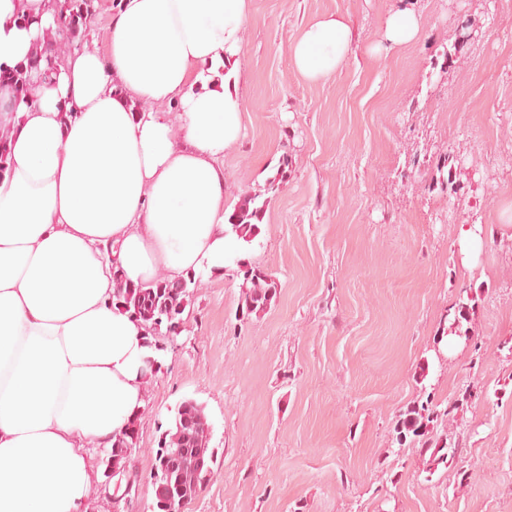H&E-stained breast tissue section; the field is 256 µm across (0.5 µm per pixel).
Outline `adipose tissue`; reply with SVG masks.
Here are the masks:
<instances>
[{"mask_svg": "<svg viewBox=\"0 0 512 512\" xmlns=\"http://www.w3.org/2000/svg\"><path fill=\"white\" fill-rule=\"evenodd\" d=\"M54 0H0V69L28 64L57 28ZM248 0H122L104 49L66 56L18 95L0 83V512H84L86 448L111 447L144 407L146 334L114 307V270L149 285L208 278L229 238L224 154L242 104L224 63ZM344 16L311 22L296 71L332 79ZM176 104L174 119L152 112Z\"/></svg>", "mask_w": 512, "mask_h": 512, "instance_id": "ef3b65f1", "label": "adipose tissue"}]
</instances>
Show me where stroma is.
Returning <instances> with one entry per match:
<instances>
[{"mask_svg":"<svg viewBox=\"0 0 512 512\" xmlns=\"http://www.w3.org/2000/svg\"><path fill=\"white\" fill-rule=\"evenodd\" d=\"M117 2L94 0L62 50L103 41ZM402 7L420 37L384 48ZM333 13L352 52L308 82L289 47ZM228 70L244 137L224 178L232 205L266 201L243 257L277 294L243 315L233 262L195 286L119 479L88 451L86 512L120 479L123 512H153L158 441L187 399L214 458L186 512H512V0H249ZM424 405L438 418L402 434Z\"/></svg>","mask_w":512,"mask_h":512,"instance_id":"obj_1","label":"stroma"}]
</instances>
